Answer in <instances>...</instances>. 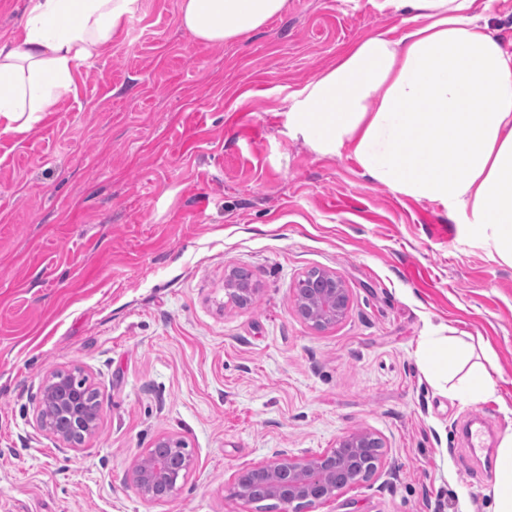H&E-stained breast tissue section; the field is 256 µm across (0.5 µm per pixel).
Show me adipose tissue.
Instances as JSON below:
<instances>
[{
  "label": "adipose tissue",
  "instance_id": "adipose-tissue-1",
  "mask_svg": "<svg viewBox=\"0 0 512 512\" xmlns=\"http://www.w3.org/2000/svg\"><path fill=\"white\" fill-rule=\"evenodd\" d=\"M408 28L371 35L292 92L288 125L320 155L350 148L364 175L467 216L470 234L512 265V52L473 0H387ZM286 0H180L181 29L221 44L263 27ZM140 0H31L0 41V136L29 132L103 57ZM417 355L433 382L477 404L491 391L466 344L428 336ZM492 512H512V432L496 450Z\"/></svg>",
  "mask_w": 512,
  "mask_h": 512
}]
</instances>
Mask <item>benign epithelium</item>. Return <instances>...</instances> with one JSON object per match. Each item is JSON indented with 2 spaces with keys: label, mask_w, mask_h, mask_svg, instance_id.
<instances>
[{
  "label": "benign epithelium",
  "mask_w": 512,
  "mask_h": 512,
  "mask_svg": "<svg viewBox=\"0 0 512 512\" xmlns=\"http://www.w3.org/2000/svg\"><path fill=\"white\" fill-rule=\"evenodd\" d=\"M295 292L302 297L297 305L300 317L317 330L341 320L349 306L347 288L331 272L307 273L297 281ZM87 388L88 380L73 371H55L43 382L39 428L66 448L81 446L97 427L98 413L84 407L79 397V392ZM380 447L382 442L372 433L357 431L340 437L336 446L316 456L279 450L276 460L250 467L237 476L235 495L250 500L258 488L267 497L293 507V512H302L373 475L379 461L376 449ZM192 468L183 442L161 437L155 448L133 465L130 480L145 501L172 498Z\"/></svg>",
  "instance_id": "benign-epithelium-1"
}]
</instances>
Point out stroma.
<instances>
[{
    "label": "stroma",
    "mask_w": 512,
    "mask_h": 512,
    "mask_svg": "<svg viewBox=\"0 0 512 512\" xmlns=\"http://www.w3.org/2000/svg\"><path fill=\"white\" fill-rule=\"evenodd\" d=\"M180 0H141L119 42L33 130L0 137V512H286L233 494L243 469L346 434L381 438L367 480L305 512H489L512 428V266L448 204L373 182L349 150L288 127L291 92L360 39H399L383 0H287L262 28L192 41ZM248 272L250 304L224 278ZM333 272L350 306L317 330L297 280ZM477 346L494 391L429 382L426 336ZM81 370L99 423L64 448L37 423L44 380ZM490 431L469 456L459 425ZM194 466L179 493L130 482L160 436Z\"/></svg>",
    "instance_id": "35a3bbf8"
}]
</instances>
